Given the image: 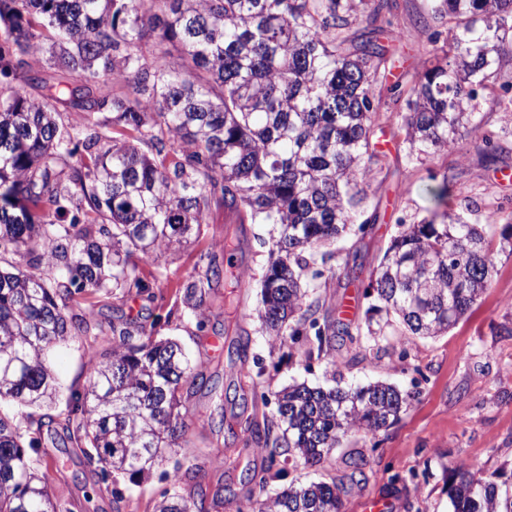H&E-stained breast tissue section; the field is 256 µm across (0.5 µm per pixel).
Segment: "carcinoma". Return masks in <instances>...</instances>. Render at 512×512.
<instances>
[{
    "instance_id": "1",
    "label": "carcinoma",
    "mask_w": 512,
    "mask_h": 512,
    "mask_svg": "<svg viewBox=\"0 0 512 512\" xmlns=\"http://www.w3.org/2000/svg\"><path fill=\"white\" fill-rule=\"evenodd\" d=\"M395 0H0V512H65L47 489L45 449H81L103 483L124 492L186 442L196 418L181 391H217L181 341L157 327L202 330L219 285L237 288L240 244L225 263L200 256L197 275L150 324L98 320L86 296L155 302L159 277L142 264L177 249L220 203L237 224H272L255 315L272 343L300 345L305 361L334 357L333 341L381 335L372 313L398 317L405 335L448 332L496 269L491 241L459 213L406 223L371 273L364 322L332 318L302 282L336 241L376 223L362 186L381 162L373 85L394 59L380 35ZM448 16L447 50L419 76L400 130L410 156H434L461 129L476 131L479 91L502 102L488 72L512 59V0H434ZM365 22L357 39L353 22ZM61 72L51 83L31 61ZM44 94L32 97L30 87ZM79 113L64 121L57 105ZM109 336L86 385L56 412L60 383L49 350ZM271 416L245 447L264 450L259 493L238 512H341L342 482L289 483L287 468L321 467L352 432L395 424L409 395L375 383L355 389L293 383L267 395ZM154 512H213L218 494L175 460ZM451 512H512V483L451 468Z\"/></svg>"
}]
</instances>
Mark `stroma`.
I'll list each match as a JSON object with an SVG mask.
<instances>
[{"instance_id": "35a3bbf8", "label": "stroma", "mask_w": 512, "mask_h": 512, "mask_svg": "<svg viewBox=\"0 0 512 512\" xmlns=\"http://www.w3.org/2000/svg\"><path fill=\"white\" fill-rule=\"evenodd\" d=\"M390 21L383 42L395 53L396 80L409 90L433 61L429 34L447 33L448 25L434 12L433 0H396ZM475 105L480 130L463 134L433 161L422 163L409 160L408 146L397 133L404 103L388 100L380 115L385 127L379 138L386 157L366 178L367 205L378 210L380 219L368 235L351 232L336 244L329 262L336 277L318 290L333 316H341L347 307L350 321L363 322L368 303L362 291L398 220L419 221L436 209L426 190L430 174L447 175L449 209L480 225L488 238L499 239L502 224L490 212L498 207L512 211V112L484 96ZM486 132L500 134L497 151H484L481 137ZM272 235V225L232 223L216 206L203 235L143 266L145 272L159 274V290L168 306L181 299L184 284L200 255L211 252L213 241L227 236L246 243L238 263L247 275L234 305L225 306L223 294H216L204 331L191 323L160 330L161 335L181 338L193 364L224 388L220 396L203 391L183 396L184 406L201 420L191 430L188 445L178 451L185 464L198 467L202 483L222 487L219 512H239L255 493L254 486L241 480L246 469L262 463L260 450L243 448V413H264L253 404L254 390L275 391L292 381L313 386L334 378L352 386L383 382L412 396L388 429L352 434L323 467L289 472V479L303 483L327 480L342 474L345 459L363 456L366 479L344 496L342 512H364L375 500L385 503L386 512H449L448 469L461 463L486 476H512V257L498 256L490 288L448 333L407 336L397 318L382 314L378 320L385 334L378 350L346 344L337 351L335 364L307 365L289 345L269 348L253 317ZM350 259L358 264L352 279L344 274ZM104 348V342L81 337L57 348L51 360L62 389L83 386L92 352ZM219 413L224 416L220 429L208 421L209 415ZM48 454L52 462L46 474L55 500L71 512H112L111 488L99 483L80 449L52 448ZM397 472L416 474L417 480L393 481Z\"/></svg>"}]
</instances>
